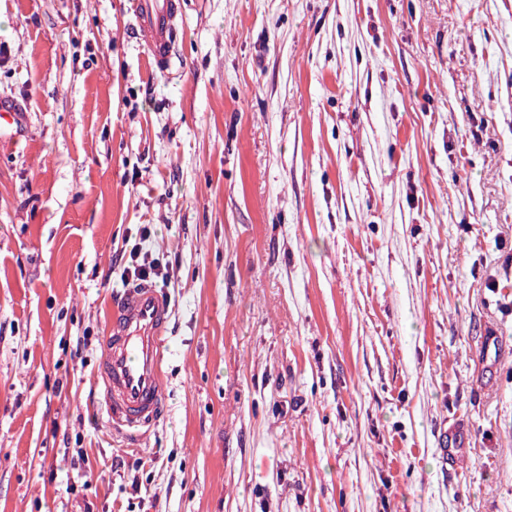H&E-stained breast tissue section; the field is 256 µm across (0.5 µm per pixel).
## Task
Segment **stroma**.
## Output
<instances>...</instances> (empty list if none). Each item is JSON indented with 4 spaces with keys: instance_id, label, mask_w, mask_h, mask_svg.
<instances>
[{
    "instance_id": "stroma-1",
    "label": "stroma",
    "mask_w": 512,
    "mask_h": 512,
    "mask_svg": "<svg viewBox=\"0 0 512 512\" xmlns=\"http://www.w3.org/2000/svg\"><path fill=\"white\" fill-rule=\"evenodd\" d=\"M0 104V512H512V0H183L167 74L129 0H0ZM139 243L134 242L131 244V247L129 248V258L131 262H135L136 265H132L133 270L130 267H126L125 272L126 275H124V281L128 282L129 276L130 277H136L139 280L146 281L150 279L151 277H162L164 278L163 273L161 272L160 268L155 264H146L145 262L143 264H138L137 259L140 256L141 250L139 247ZM168 300L149 286L128 291L114 309L97 374L100 400L114 430H142L160 416Z\"/></svg>"
}]
</instances>
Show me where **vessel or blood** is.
Segmentation results:
<instances>
[{
    "instance_id": "obj_1",
    "label": "vessel or blood",
    "mask_w": 512,
    "mask_h": 512,
    "mask_svg": "<svg viewBox=\"0 0 512 512\" xmlns=\"http://www.w3.org/2000/svg\"><path fill=\"white\" fill-rule=\"evenodd\" d=\"M181 12V0H132L136 35L156 71L172 68ZM169 318L168 300L149 286L128 291L115 307L97 374L100 400L113 429L141 430L159 418L165 400L163 344Z\"/></svg>"
}]
</instances>
